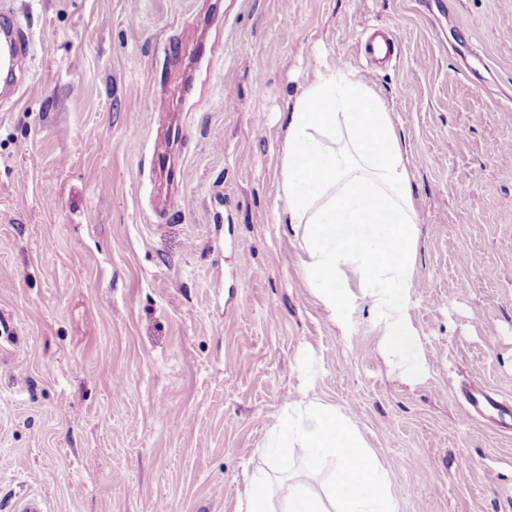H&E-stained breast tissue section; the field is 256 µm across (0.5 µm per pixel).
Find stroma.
<instances>
[{"label": "stroma", "instance_id": "stroma-1", "mask_svg": "<svg viewBox=\"0 0 512 512\" xmlns=\"http://www.w3.org/2000/svg\"><path fill=\"white\" fill-rule=\"evenodd\" d=\"M12 2L0 512H235L259 471L281 503L308 461L261 443L307 389L355 420L399 512H512V434L464 400L512 398V0ZM387 30L398 56L372 67ZM340 58L412 164L413 383L368 303L335 320L305 288L276 221L285 114ZM9 3L8 0L0 3V76L11 79L9 95L12 97L23 81L21 62L29 49V36Z\"/></svg>", "mask_w": 512, "mask_h": 512}]
</instances>
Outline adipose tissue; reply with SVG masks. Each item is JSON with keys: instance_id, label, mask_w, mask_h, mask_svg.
Listing matches in <instances>:
<instances>
[{"instance_id": "ef3b65f1", "label": "adipose tissue", "mask_w": 512, "mask_h": 512, "mask_svg": "<svg viewBox=\"0 0 512 512\" xmlns=\"http://www.w3.org/2000/svg\"><path fill=\"white\" fill-rule=\"evenodd\" d=\"M277 221L300 239L306 288L332 317L367 301L383 357L406 380L426 371L410 317L419 218L410 163L392 115L367 86L338 69L317 75L288 114ZM264 445L335 461L326 495L315 473L274 505L264 474L245 483L237 512H398L384 466L355 422L321 399L289 400Z\"/></svg>"}]
</instances>
